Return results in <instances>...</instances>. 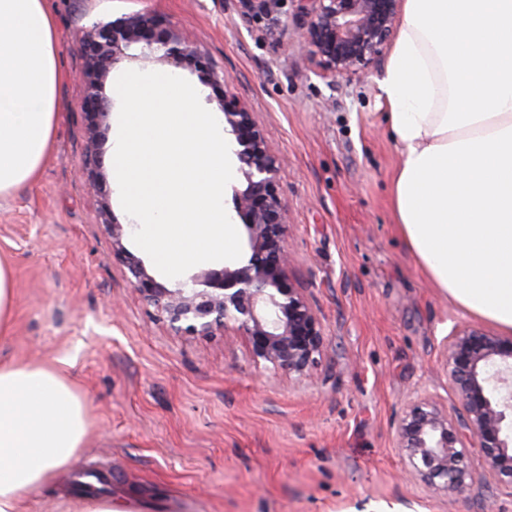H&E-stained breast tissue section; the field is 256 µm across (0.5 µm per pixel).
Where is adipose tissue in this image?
I'll use <instances>...</instances> for the list:
<instances>
[{
	"instance_id": "adipose-tissue-1",
	"label": "adipose tissue",
	"mask_w": 512,
	"mask_h": 512,
	"mask_svg": "<svg viewBox=\"0 0 512 512\" xmlns=\"http://www.w3.org/2000/svg\"><path fill=\"white\" fill-rule=\"evenodd\" d=\"M57 42L46 0H0V194L30 181L52 142ZM379 90L406 247L457 306L512 333V0H404ZM88 433L63 368L0 362V512H27Z\"/></svg>"
}]
</instances>
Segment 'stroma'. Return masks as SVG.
Masks as SVG:
<instances>
[{"label": "stroma", "instance_id": "obj_1", "mask_svg": "<svg viewBox=\"0 0 512 512\" xmlns=\"http://www.w3.org/2000/svg\"><path fill=\"white\" fill-rule=\"evenodd\" d=\"M58 32L60 109L37 178L0 195L11 329L0 361L54 365L86 401L90 432L70 470L32 492L30 512L83 497L142 512H512V485L485 472L454 498L403 473L393 421L430 395L451 405L441 357L464 312L417 267L390 204L399 162L380 96L387 65L321 78L300 0H48ZM151 13L188 33L207 63L177 73L215 112L225 92L253 108L277 155L288 208L285 287L302 291L327 345L309 375L255 363L244 336H176L112 250L80 168L88 141L77 38L93 21Z\"/></svg>", "mask_w": 512, "mask_h": 512}]
</instances>
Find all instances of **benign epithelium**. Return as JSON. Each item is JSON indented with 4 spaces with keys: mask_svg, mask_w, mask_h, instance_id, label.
Instances as JSON below:
<instances>
[{
    "mask_svg": "<svg viewBox=\"0 0 512 512\" xmlns=\"http://www.w3.org/2000/svg\"><path fill=\"white\" fill-rule=\"evenodd\" d=\"M304 38L312 61L326 77L349 78L375 66L388 49L401 0H305ZM180 66L202 61L200 46L181 30L142 13L98 21L78 36L84 60L83 82L89 109V137L80 165L100 198L99 217L112 235V249L129 274L131 286L176 336H212L232 326L251 345L254 361L306 376L326 344L321 324L304 295L284 288L288 268L283 246L288 213L278 193L280 162L270 148L251 106L224 92L220 109L224 132L235 137L242 190L233 189L236 211L244 218L250 256L236 269L210 270L191 277L192 287L168 288L153 280L143 262L122 243V225L111 219L104 160L99 141L112 112L105 83L112 68L132 58ZM457 404L430 397L404 405L394 424L395 447L405 475L453 498L472 480L465 465L477 446L487 470L512 483V340L471 325L452 332L442 357Z\"/></svg>",
    "mask_w": 512,
    "mask_h": 512,
    "instance_id": "obj_1",
    "label": "benign epithelium"
}]
</instances>
